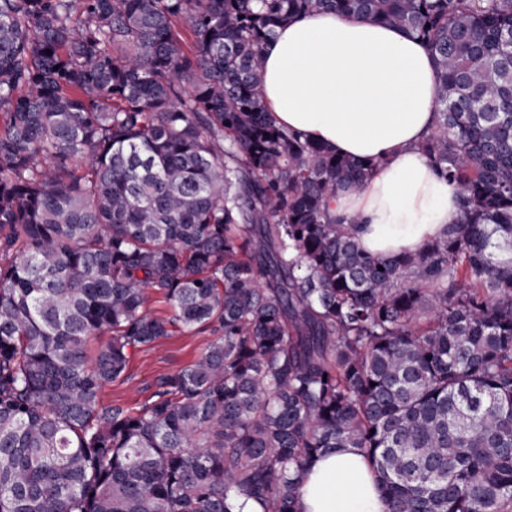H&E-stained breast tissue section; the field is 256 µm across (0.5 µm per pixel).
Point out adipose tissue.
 Returning a JSON list of instances; mask_svg holds the SVG:
<instances>
[{
	"instance_id": "1",
	"label": "adipose tissue",
	"mask_w": 512,
	"mask_h": 512,
	"mask_svg": "<svg viewBox=\"0 0 512 512\" xmlns=\"http://www.w3.org/2000/svg\"><path fill=\"white\" fill-rule=\"evenodd\" d=\"M263 98L276 124L337 153L377 160L364 187L333 207L372 255L419 251L460 219L458 189L419 143L433 125L438 73L427 46L403 30L332 12L281 26L263 47ZM302 512H387L357 448L318 457L300 487Z\"/></svg>"
}]
</instances>
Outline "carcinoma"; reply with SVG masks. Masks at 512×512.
<instances>
[{"instance_id": "obj_1", "label": "carcinoma", "mask_w": 512, "mask_h": 512, "mask_svg": "<svg viewBox=\"0 0 512 512\" xmlns=\"http://www.w3.org/2000/svg\"><path fill=\"white\" fill-rule=\"evenodd\" d=\"M321 11L434 56L422 150L461 220L416 253L332 211L377 162L260 95L263 45ZM511 34L512 0H0V512H298L336 448L388 512H512ZM185 330L215 340L101 405ZM215 339L208 331L176 332L131 359L125 375L103 388L101 404L139 409L157 390L158 379L193 364Z\"/></svg>"}]
</instances>
